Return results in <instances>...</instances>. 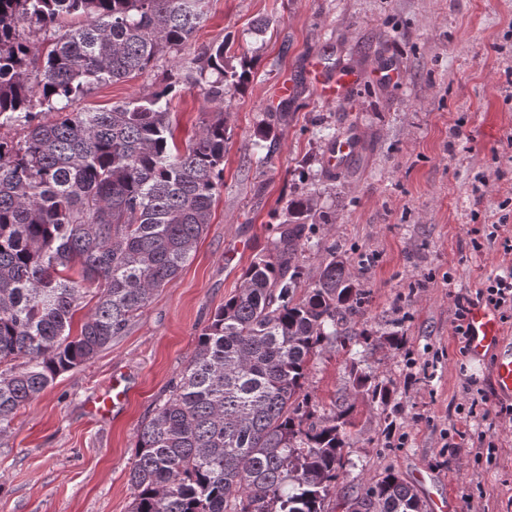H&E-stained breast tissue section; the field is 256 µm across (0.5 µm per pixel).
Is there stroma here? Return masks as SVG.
<instances>
[{
	"mask_svg": "<svg viewBox=\"0 0 512 512\" xmlns=\"http://www.w3.org/2000/svg\"><path fill=\"white\" fill-rule=\"evenodd\" d=\"M226 41L227 66L253 63L229 92L224 189L191 260L155 292L125 333L61 374L0 433V512H128L141 421L187 365L200 330L242 283L295 194L317 186L332 221L311 228L313 280L335 246L364 292L359 354L339 345L311 362L316 414L337 396L354 405L341 483L391 470L427 499L420 474L459 496L465 512H512V400L494 389L492 362L471 359L456 331L457 295H475L512 268V250L473 242L512 217V0H209L191 44L125 82L93 87L75 111L151 93L178 70L175 141L185 146L219 112L192 85L202 46ZM326 52L351 73L349 96L321 101L306 77ZM291 81L294 94L280 99ZM282 112L274 152L258 127ZM358 131L353 168L330 170L331 137ZM402 336L400 348L383 334ZM392 392L387 405L352 394L355 374ZM121 379L126 398L115 399Z\"/></svg>",
	"mask_w": 512,
	"mask_h": 512,
	"instance_id": "obj_1",
	"label": "stroma"
}]
</instances>
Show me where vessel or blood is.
<instances>
[{
    "label": "vessel or blood",
    "instance_id": "b4317fda",
    "mask_svg": "<svg viewBox=\"0 0 512 512\" xmlns=\"http://www.w3.org/2000/svg\"><path fill=\"white\" fill-rule=\"evenodd\" d=\"M308 70L316 84L319 96L326 101L341 99L349 90L352 79L349 73H333L332 67L321 54L308 61ZM355 134L339 137L328 150L329 165L342 167L354 151ZM465 343L472 358L495 355L494 373L500 394L512 397V345L500 331V316L492 306L477 302L469 306L464 321Z\"/></svg>",
    "mask_w": 512,
    "mask_h": 512
}]
</instances>
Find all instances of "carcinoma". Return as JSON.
Returning <instances> with one entry per match:
<instances>
[{
    "instance_id": "cac0c4a2",
    "label": "carcinoma",
    "mask_w": 512,
    "mask_h": 512,
    "mask_svg": "<svg viewBox=\"0 0 512 512\" xmlns=\"http://www.w3.org/2000/svg\"><path fill=\"white\" fill-rule=\"evenodd\" d=\"M208 0H0V433L56 377L122 335L189 262L224 187V119L175 142L169 76L148 96L72 111L93 86L125 82L191 41ZM226 45L202 47L194 86L222 110ZM318 190L288 200L267 252L246 267L197 336L178 381L135 434L130 512H415L414 487L388 471L338 487L352 406L313 420L305 385L319 350L359 335L358 284L327 248L316 278L300 262L308 230L330 224ZM78 278H73L72 271ZM95 286L80 332L75 312ZM353 387L387 404L389 389Z\"/></svg>"
}]
</instances>
